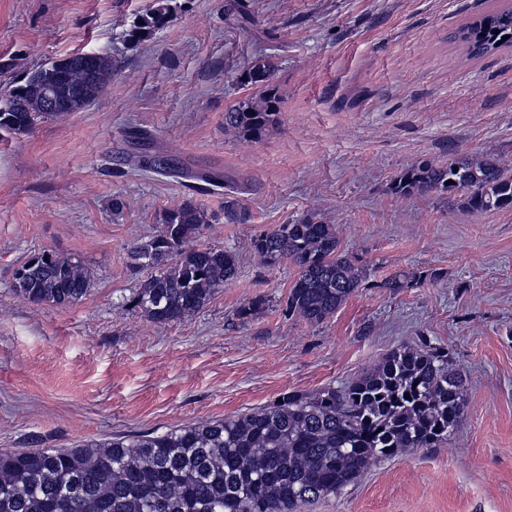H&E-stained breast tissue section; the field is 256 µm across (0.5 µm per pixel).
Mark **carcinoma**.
I'll use <instances>...</instances> for the list:
<instances>
[{"label":"carcinoma","mask_w":512,"mask_h":512,"mask_svg":"<svg viewBox=\"0 0 512 512\" xmlns=\"http://www.w3.org/2000/svg\"><path fill=\"white\" fill-rule=\"evenodd\" d=\"M168 0L133 22L124 38L138 43L168 22ZM499 33H494V30ZM508 39H503V36ZM454 39L472 56L512 45V9L489 12L461 27ZM112 56L99 58L96 77L67 57L41 66L23 83L0 91V131L23 134L56 116L47 95L66 89L85 104L112 80ZM269 59L237 77L257 94L224 112V128L257 141L280 113L269 90ZM142 166L172 178H198L224 187L221 175L197 176L150 155ZM402 196L463 192L469 210L512 208V175L494 156L448 164L421 161L391 184ZM249 212L224 201V222L246 224ZM208 216L184 202L166 212L161 230L137 247L134 268L146 272L134 306L157 323H178L200 312L238 276L231 250L201 245ZM265 263L298 269L285 312L308 322L333 316L366 279L365 268L341 249L339 232L309 214L255 237ZM91 277L76 259L49 252L16 272L14 291L34 303L81 300ZM466 379L448 368V351L421 338L386 354L345 386L314 394L291 391L255 411L157 434L118 435L78 448H44L38 435L0 452V512H301L357 481L375 460L448 443L464 413ZM410 398H405V395Z\"/></svg>","instance_id":"carcinoma-1"}]
</instances>
